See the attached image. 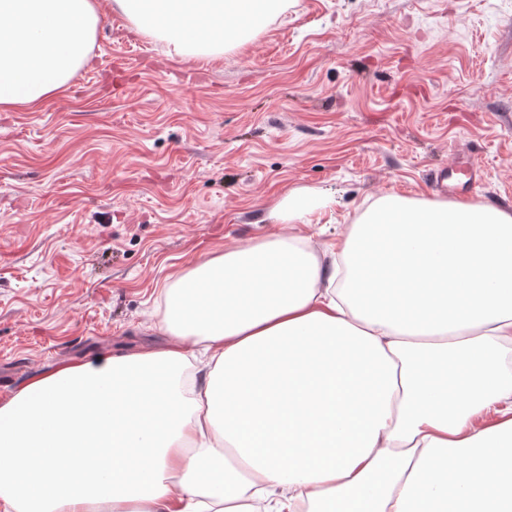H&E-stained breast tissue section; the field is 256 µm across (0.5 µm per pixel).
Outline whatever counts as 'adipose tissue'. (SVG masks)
<instances>
[{
	"instance_id": "obj_1",
	"label": "adipose tissue",
	"mask_w": 512,
	"mask_h": 512,
	"mask_svg": "<svg viewBox=\"0 0 512 512\" xmlns=\"http://www.w3.org/2000/svg\"><path fill=\"white\" fill-rule=\"evenodd\" d=\"M114 4L184 58L281 0ZM100 22L98 0H0V110L64 95ZM330 203L294 189L269 219ZM324 253L214 255L164 289L165 348L32 377L0 403V512H512V211L389 193Z\"/></svg>"
}]
</instances>
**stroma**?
<instances>
[{"label":"stroma","mask_w":512,"mask_h":512,"mask_svg":"<svg viewBox=\"0 0 512 512\" xmlns=\"http://www.w3.org/2000/svg\"><path fill=\"white\" fill-rule=\"evenodd\" d=\"M67 94L0 111V402L62 361L157 350L162 288L283 232L315 248L386 193L512 208V0H285L245 46L171 58L101 0ZM331 198L325 194L293 189L284 194L268 219L272 224H309V216L326 211Z\"/></svg>","instance_id":"obj_1"}]
</instances>
